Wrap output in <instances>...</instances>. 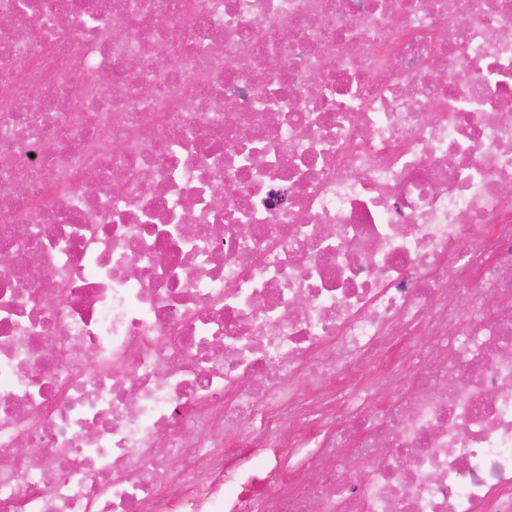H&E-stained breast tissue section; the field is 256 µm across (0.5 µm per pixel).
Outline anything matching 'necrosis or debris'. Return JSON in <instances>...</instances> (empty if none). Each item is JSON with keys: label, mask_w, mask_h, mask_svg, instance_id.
Segmentation results:
<instances>
[{"label": "necrosis or debris", "mask_w": 512, "mask_h": 512, "mask_svg": "<svg viewBox=\"0 0 512 512\" xmlns=\"http://www.w3.org/2000/svg\"><path fill=\"white\" fill-rule=\"evenodd\" d=\"M0 15V512H512V0Z\"/></svg>", "instance_id": "4bbe7bcc"}]
</instances>
